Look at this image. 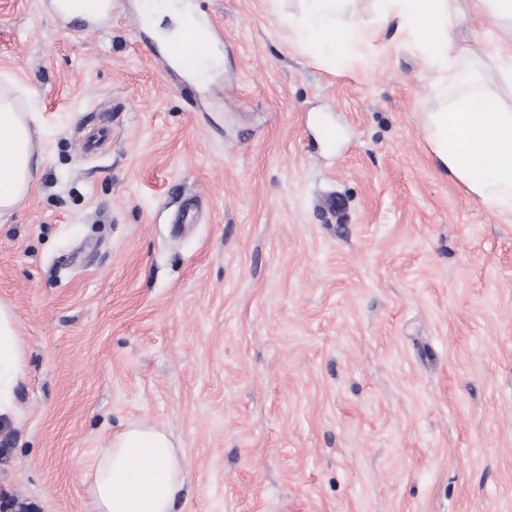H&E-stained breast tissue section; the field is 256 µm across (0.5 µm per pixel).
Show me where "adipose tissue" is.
I'll return each mask as SVG.
<instances>
[{
	"label": "adipose tissue",
	"mask_w": 512,
	"mask_h": 512,
	"mask_svg": "<svg viewBox=\"0 0 512 512\" xmlns=\"http://www.w3.org/2000/svg\"><path fill=\"white\" fill-rule=\"evenodd\" d=\"M288 24L298 44L322 55H345L353 43H372L368 29L350 7L351 0H303ZM379 19L395 26L399 41L426 59L435 89L460 85L455 66L458 35L471 15L483 16L488 34L475 37L469 57L488 59L498 79L512 86V0H373ZM168 15L175 63H185L180 47L193 36L194 16L179 0H161L149 18ZM34 113L20 111L0 93V216L10 214L41 174L43 159L33 144ZM427 138L442 172L474 197L512 211V108L480 83L463 88L455 100L430 113ZM24 371V345L14 309L0 303V415L17 412L16 388ZM184 485V466L172 438L146 422L117 434L98 456L88 488L97 512H171Z\"/></svg>",
	"instance_id": "1"
}]
</instances>
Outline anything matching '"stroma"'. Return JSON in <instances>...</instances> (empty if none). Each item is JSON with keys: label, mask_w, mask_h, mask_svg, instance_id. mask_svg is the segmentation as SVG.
<instances>
[{"label": "stroma", "mask_w": 512, "mask_h": 512, "mask_svg": "<svg viewBox=\"0 0 512 512\" xmlns=\"http://www.w3.org/2000/svg\"><path fill=\"white\" fill-rule=\"evenodd\" d=\"M53 2L0 0L44 158L0 217L26 352L0 496L95 512L93 461L145 421L180 446L173 512H512V212L437 168L423 56L371 0L336 60L296 44L300 0H190L198 82L144 0Z\"/></svg>", "instance_id": "stroma-1"}]
</instances>
